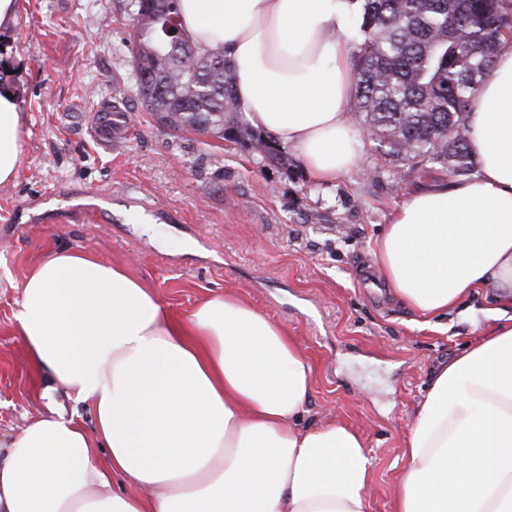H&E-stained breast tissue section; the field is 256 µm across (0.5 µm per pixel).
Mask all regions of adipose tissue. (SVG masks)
Returning <instances> with one entry per match:
<instances>
[{"label":"adipose tissue","mask_w":512,"mask_h":512,"mask_svg":"<svg viewBox=\"0 0 512 512\" xmlns=\"http://www.w3.org/2000/svg\"><path fill=\"white\" fill-rule=\"evenodd\" d=\"M180 20L199 50L223 48L240 110L314 180L360 165L353 0H180ZM468 127L477 173L408 196L371 251L424 322L478 290L494 322L435 373L393 512H512V52ZM23 128L0 87V184L18 173ZM21 288L14 320L43 410L0 439V512H369L361 434L304 425L312 365L263 312L224 294L176 317L84 251L46 255Z\"/></svg>","instance_id":"1"}]
</instances>
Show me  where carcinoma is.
Instances as JSON below:
<instances>
[{
	"label": "carcinoma",
	"instance_id": "cac0c4a2",
	"mask_svg": "<svg viewBox=\"0 0 512 512\" xmlns=\"http://www.w3.org/2000/svg\"><path fill=\"white\" fill-rule=\"evenodd\" d=\"M131 33V80L155 120L257 154L296 174L268 133L238 111L224 49L200 51L179 0H120ZM353 117L391 174L439 166L467 179L478 162L468 139L472 97L495 58L512 50V0H359Z\"/></svg>",
	"mask_w": 512,
	"mask_h": 512
}]
</instances>
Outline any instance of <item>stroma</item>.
<instances>
[{
	"instance_id": "35a3bbf8",
	"label": "stroma",
	"mask_w": 512,
	"mask_h": 512,
	"mask_svg": "<svg viewBox=\"0 0 512 512\" xmlns=\"http://www.w3.org/2000/svg\"><path fill=\"white\" fill-rule=\"evenodd\" d=\"M129 32L116 0H20L16 23L0 29V65L25 120L19 171L0 185V436L43 407L13 318L21 284L48 251L83 250L125 264L177 315L231 292L283 325L314 368L307 423L362 433L369 512H393L433 373L488 331L454 310L422 325L369 273L384 224L447 171L389 178L368 143L358 169L324 186L236 144L171 133L125 89ZM104 105L127 116L110 149L91 132Z\"/></svg>"
}]
</instances>
